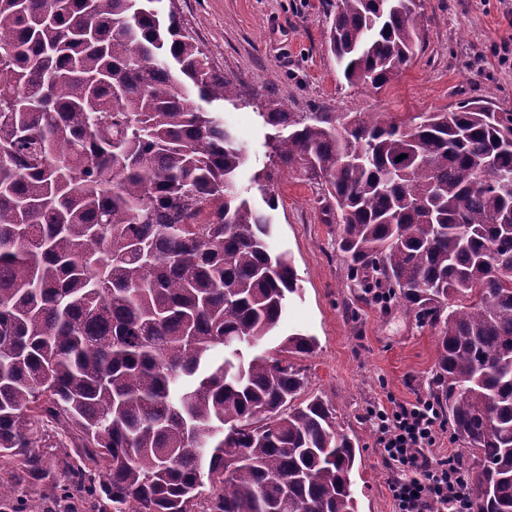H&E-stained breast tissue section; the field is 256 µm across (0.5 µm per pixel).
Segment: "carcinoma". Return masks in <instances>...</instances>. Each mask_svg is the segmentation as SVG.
I'll use <instances>...</instances> for the list:
<instances>
[{
    "mask_svg": "<svg viewBox=\"0 0 512 512\" xmlns=\"http://www.w3.org/2000/svg\"><path fill=\"white\" fill-rule=\"evenodd\" d=\"M159 2L0 0V508L33 479L92 512H357L355 439L298 400L290 357L314 338L251 352L297 291L267 239L298 171L323 187L346 278L439 332L431 396L479 512H512V110L341 131L218 72ZM415 2L329 4L348 84L383 88L424 43ZM215 102L274 130L264 210Z\"/></svg>",
    "mask_w": 512,
    "mask_h": 512,
    "instance_id": "carcinoma-1",
    "label": "carcinoma"
}]
</instances>
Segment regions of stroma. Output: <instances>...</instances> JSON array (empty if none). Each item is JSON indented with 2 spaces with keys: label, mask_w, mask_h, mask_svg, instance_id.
<instances>
[{
  "label": "stroma",
  "mask_w": 512,
  "mask_h": 512,
  "mask_svg": "<svg viewBox=\"0 0 512 512\" xmlns=\"http://www.w3.org/2000/svg\"><path fill=\"white\" fill-rule=\"evenodd\" d=\"M188 32L221 73L287 103L293 112L374 113L381 118L443 112L479 98L512 109V0H424L426 42L381 90L348 86L327 45L326 0H174ZM220 117L247 154L238 177L254 204L252 174L266 161L265 136L252 108L224 105ZM272 213L271 252L290 258L299 291L288 299L278 335L316 340L293 361L337 422L356 435L353 475L358 512H396L390 472L376 444L369 411L428 396L438 336L414 312L362 300L343 275L336 227L322 221L321 191L283 175Z\"/></svg>",
  "instance_id": "35a3bbf8"
}]
</instances>
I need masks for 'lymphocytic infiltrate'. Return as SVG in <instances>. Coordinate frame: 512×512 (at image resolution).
<instances>
[{"label":"lymphocytic infiltrate","instance_id":"1","mask_svg":"<svg viewBox=\"0 0 512 512\" xmlns=\"http://www.w3.org/2000/svg\"><path fill=\"white\" fill-rule=\"evenodd\" d=\"M376 443L392 468L397 512H475L470 478L433 449L442 425L427 398L370 411Z\"/></svg>","mask_w":512,"mask_h":512}]
</instances>
